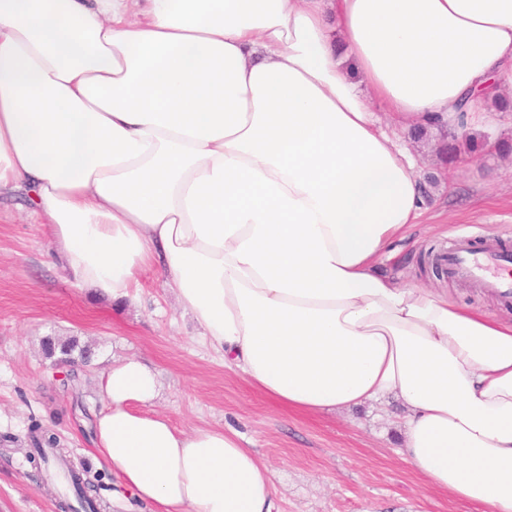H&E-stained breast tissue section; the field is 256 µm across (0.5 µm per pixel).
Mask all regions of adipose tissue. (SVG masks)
I'll return each mask as SVG.
<instances>
[{
    "label": "adipose tissue",
    "mask_w": 512,
    "mask_h": 512,
    "mask_svg": "<svg viewBox=\"0 0 512 512\" xmlns=\"http://www.w3.org/2000/svg\"><path fill=\"white\" fill-rule=\"evenodd\" d=\"M512 0H0V187L65 269L136 300L151 270L224 363L318 413L397 399L432 486L512 512V320L383 270L423 214L374 109L493 111ZM105 466L157 512H273L232 429L152 411L154 369L102 376Z\"/></svg>",
    "instance_id": "ef3b65f1"
}]
</instances>
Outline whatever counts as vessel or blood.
I'll use <instances>...</instances> for the list:
<instances>
[{
	"mask_svg": "<svg viewBox=\"0 0 512 512\" xmlns=\"http://www.w3.org/2000/svg\"><path fill=\"white\" fill-rule=\"evenodd\" d=\"M510 265L511 254L490 247H466L448 253L444 260L449 275L477 281L485 288L505 294H512V279L502 275L503 269Z\"/></svg>",
	"mask_w": 512,
	"mask_h": 512,
	"instance_id": "obj_1",
	"label": "vessel or blood"
}]
</instances>
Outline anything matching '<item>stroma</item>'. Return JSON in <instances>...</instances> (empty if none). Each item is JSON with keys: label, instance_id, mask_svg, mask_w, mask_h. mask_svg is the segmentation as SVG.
Instances as JSON below:
<instances>
[{"label": "stroma", "instance_id": "35a3bbf8", "mask_svg": "<svg viewBox=\"0 0 512 512\" xmlns=\"http://www.w3.org/2000/svg\"><path fill=\"white\" fill-rule=\"evenodd\" d=\"M386 131L417 162L426 211L390 246L388 268L438 288L457 304L512 315V297L474 281L422 272L428 250L465 242L512 250V112H492L471 141L448 124L407 121ZM47 336L77 338L89 366L54 365ZM137 357L161 381L154 411L178 428H231L266 463L278 512H482L437 491L405 460L398 403L319 414L269 400L204 342L164 279L147 272L137 301L115 302L76 284L63 268L25 189L0 188V512H59L60 485L28 460L39 422L73 464L94 461L100 382L112 362Z\"/></svg>", "mask_w": 512, "mask_h": 512}]
</instances>
